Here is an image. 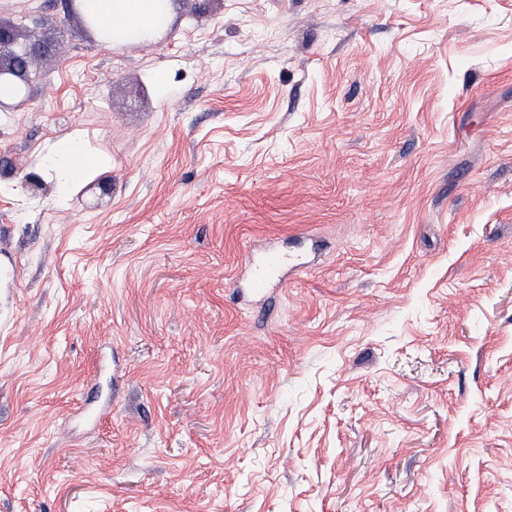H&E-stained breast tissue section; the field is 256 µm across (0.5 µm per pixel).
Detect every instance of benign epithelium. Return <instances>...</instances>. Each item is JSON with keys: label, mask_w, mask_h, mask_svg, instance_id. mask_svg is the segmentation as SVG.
Masks as SVG:
<instances>
[{"label": "benign epithelium", "mask_w": 512, "mask_h": 512, "mask_svg": "<svg viewBox=\"0 0 512 512\" xmlns=\"http://www.w3.org/2000/svg\"><path fill=\"white\" fill-rule=\"evenodd\" d=\"M38 52V44L27 39L23 26L0 22V111L26 102L30 64Z\"/></svg>", "instance_id": "1"}]
</instances>
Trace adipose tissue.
<instances>
[{
  "label": "adipose tissue",
  "mask_w": 512,
  "mask_h": 512,
  "mask_svg": "<svg viewBox=\"0 0 512 512\" xmlns=\"http://www.w3.org/2000/svg\"><path fill=\"white\" fill-rule=\"evenodd\" d=\"M99 26L122 42L144 40L149 32L166 27L171 19L170 0H88ZM108 165L82 133L47 145L35 173L54 182L57 200L67 203L88 179Z\"/></svg>",
  "instance_id": "obj_1"
}]
</instances>
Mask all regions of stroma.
<instances>
[{
    "mask_svg": "<svg viewBox=\"0 0 512 512\" xmlns=\"http://www.w3.org/2000/svg\"><path fill=\"white\" fill-rule=\"evenodd\" d=\"M0 112V512H512V0H64ZM82 131L110 194H19ZM308 250L269 299L245 250ZM167 1L170 0H88L87 3L102 30L121 42H138L144 41L149 32L168 25L172 4Z\"/></svg>",
    "mask_w": 512,
    "mask_h": 512,
    "instance_id": "35a3bbf8",
    "label": "stroma"
}]
</instances>
